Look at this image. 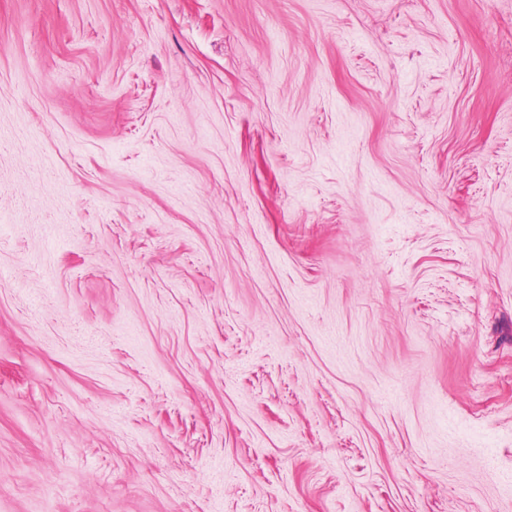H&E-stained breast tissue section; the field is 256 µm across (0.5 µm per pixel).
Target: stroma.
I'll return each instance as SVG.
<instances>
[{"instance_id":"1","label":"stroma","mask_w":512,"mask_h":512,"mask_svg":"<svg viewBox=\"0 0 512 512\" xmlns=\"http://www.w3.org/2000/svg\"><path fill=\"white\" fill-rule=\"evenodd\" d=\"M0 512H512V0H0Z\"/></svg>"}]
</instances>
